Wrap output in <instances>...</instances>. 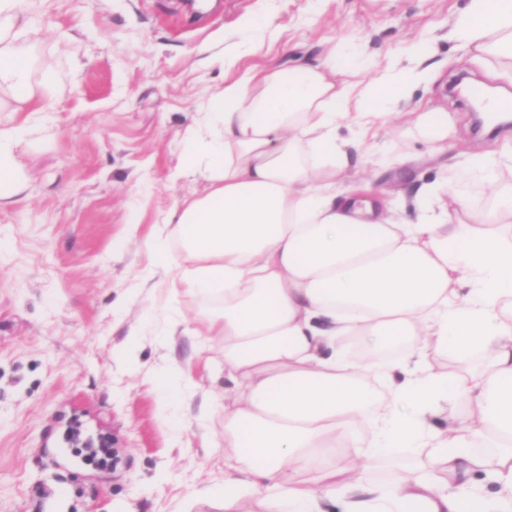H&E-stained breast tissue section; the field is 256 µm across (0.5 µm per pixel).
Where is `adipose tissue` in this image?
I'll return each mask as SVG.
<instances>
[{"label": "adipose tissue", "mask_w": 512, "mask_h": 512, "mask_svg": "<svg viewBox=\"0 0 512 512\" xmlns=\"http://www.w3.org/2000/svg\"><path fill=\"white\" fill-rule=\"evenodd\" d=\"M25 2L0 0V87L22 103L15 42L40 34L21 26ZM452 34L512 60V0H470ZM410 82L340 80L332 58L295 78L252 73L191 132L196 187L154 225L153 273L219 301L202 333L224 350L220 512H512V196L404 223L396 204L336 186L339 121L369 133ZM347 337L402 342L403 379L345 352ZM448 351L487 363L445 372L433 357ZM392 448L423 460L365 483Z\"/></svg>", "instance_id": "adipose-tissue-1"}]
</instances>
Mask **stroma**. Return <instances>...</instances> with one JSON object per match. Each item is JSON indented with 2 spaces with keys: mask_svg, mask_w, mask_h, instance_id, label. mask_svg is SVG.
Wrapping results in <instances>:
<instances>
[{
  "mask_svg": "<svg viewBox=\"0 0 512 512\" xmlns=\"http://www.w3.org/2000/svg\"><path fill=\"white\" fill-rule=\"evenodd\" d=\"M469 2L216 0L186 25L173 0H30L41 36L19 40L28 81L53 89L43 112H0L17 140V181L0 198V512H41L60 487L64 512H214L196 495L224 481L211 441L223 422L196 415L222 389L210 368L223 347L195 333L206 298L154 301L147 238L193 190L176 175L192 160L188 132L226 83L297 72L331 48L345 79L425 69L367 139L340 122L351 178L403 200L406 222L432 185L465 184L476 210L512 192V160L492 185L461 162L512 140V126L475 133L468 100L449 90L462 78L512 95V61L451 36ZM422 111L447 121V149L396 118ZM171 372L189 391L167 412ZM77 426L107 440L110 467L70 443Z\"/></svg>",
  "mask_w": 512,
  "mask_h": 512,
  "instance_id": "obj_1",
  "label": "stroma"
}]
</instances>
